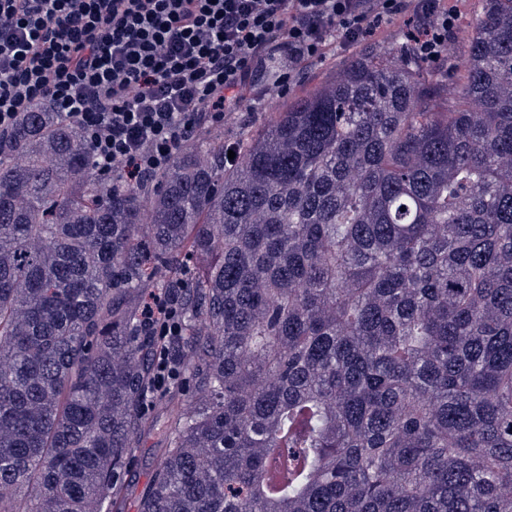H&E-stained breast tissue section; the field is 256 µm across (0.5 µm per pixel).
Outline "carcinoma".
Wrapping results in <instances>:
<instances>
[{"label":"carcinoma","mask_w":512,"mask_h":512,"mask_svg":"<svg viewBox=\"0 0 512 512\" xmlns=\"http://www.w3.org/2000/svg\"><path fill=\"white\" fill-rule=\"evenodd\" d=\"M481 2L462 69L365 43L137 185L46 103L0 135V512H126L151 435L136 512H512V0ZM143 321L158 336L155 354L163 357L170 352V336H179L181 326L175 308L162 296L155 295L148 300L143 309ZM157 445L156 439L153 437L144 440V450L138 461L132 466L130 473L131 487L137 494L147 482L152 469L155 465L154 448Z\"/></svg>","instance_id":"carcinoma-1"}]
</instances>
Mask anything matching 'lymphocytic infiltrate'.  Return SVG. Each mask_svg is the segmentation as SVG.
Masks as SVG:
<instances>
[{
	"instance_id": "obj_1",
	"label": "lymphocytic infiltrate",
	"mask_w": 512,
	"mask_h": 512,
	"mask_svg": "<svg viewBox=\"0 0 512 512\" xmlns=\"http://www.w3.org/2000/svg\"><path fill=\"white\" fill-rule=\"evenodd\" d=\"M456 0H0V134L41 102L75 123L97 171L136 185L202 128L257 96L296 90L315 60L413 24L414 52L452 53ZM143 321L167 355L175 308Z\"/></svg>"
}]
</instances>
